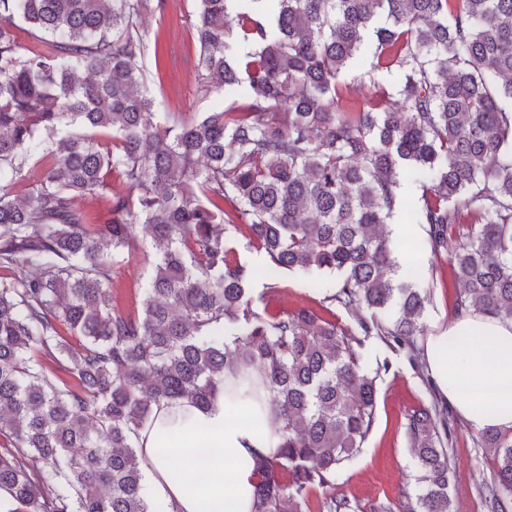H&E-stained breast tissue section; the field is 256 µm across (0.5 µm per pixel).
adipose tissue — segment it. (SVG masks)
Segmentation results:
<instances>
[{
  "mask_svg": "<svg viewBox=\"0 0 512 512\" xmlns=\"http://www.w3.org/2000/svg\"><path fill=\"white\" fill-rule=\"evenodd\" d=\"M441 393L475 431L512 428V321L467 313L425 347ZM246 391H218L209 406L184 398L155 408L137 449L146 493L175 512H252L261 479L258 455H273L270 431L235 423L233 408H250Z\"/></svg>",
  "mask_w": 512,
  "mask_h": 512,
  "instance_id": "ef3b65f1",
  "label": "adipose tissue"
}]
</instances>
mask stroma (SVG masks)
<instances>
[{
    "label": "stroma",
    "mask_w": 512,
    "mask_h": 512,
    "mask_svg": "<svg viewBox=\"0 0 512 512\" xmlns=\"http://www.w3.org/2000/svg\"><path fill=\"white\" fill-rule=\"evenodd\" d=\"M196 7V0H164L162 11L150 15L142 28L146 44L162 45L165 52L161 69L148 73L159 112H206L224 102L220 94L201 92L198 72L186 62L195 53L191 19ZM396 82L395 71L379 69L369 73L360 62L343 71L338 79L344 97L364 101L375 99L381 91H393ZM139 238L140 257L130 259L118 269L112 283L114 302L132 310L140 307L148 281L144 256L151 250V240L144 231ZM279 283L274 293L265 292L262 283H254L252 295L264 298L276 310L307 307L319 311L324 306V296L332 293L336 278L285 270L279 276ZM416 284L429 296L422 317L424 333L418 338L423 345L428 337L445 332L453 321L458 286L450 274L447 259H434L426 249L420 254ZM357 354L363 371L377 377L374 424L361 452L337 474L335 488H312L311 512H320L332 491L365 507L378 501L395 504L415 482L416 469L406 437L408 417L414 410L431 407L438 386L423 378L404 352L388 347L378 337L363 339ZM384 363L389 365V372L378 373V365ZM448 422L453 431V446L448 456L454 512H487L481 487L495 478L489 452L481 447L478 433L457 412H449Z\"/></svg>",
    "instance_id": "35a3bbf8"
}]
</instances>
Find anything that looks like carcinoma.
<instances>
[{"label": "carcinoma", "instance_id": "obj_1", "mask_svg": "<svg viewBox=\"0 0 512 512\" xmlns=\"http://www.w3.org/2000/svg\"><path fill=\"white\" fill-rule=\"evenodd\" d=\"M163 5L0 0V490L20 512H158L135 447L153 408L204 406L257 365L278 444L257 458L252 512H309L373 426L358 336L423 368L427 296L387 233L402 178L429 182L416 223L462 284L455 313L512 320V0H198L201 91L245 102L161 122L140 28ZM367 39L370 69L397 73L393 103L341 102ZM96 197L104 222L83 206ZM140 225L152 274L129 310L112 273ZM241 237L261 269L234 258ZM281 269L336 275L325 300L370 315L351 330L331 309L258 307L253 281L274 292ZM406 434L419 475L401 512H452L447 403L410 414ZM480 442L484 501L503 512L512 429Z\"/></svg>", "mask_w": 512, "mask_h": 512}]
</instances>
